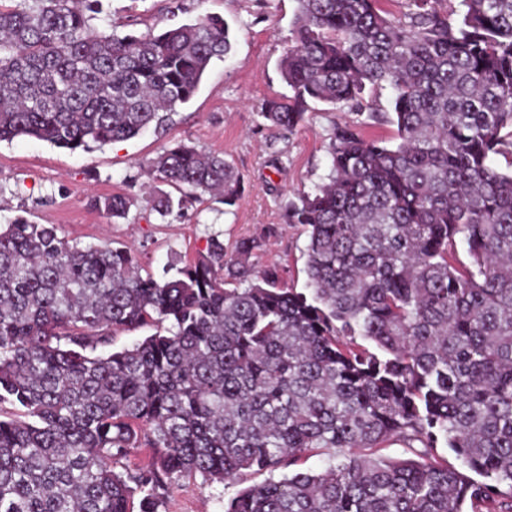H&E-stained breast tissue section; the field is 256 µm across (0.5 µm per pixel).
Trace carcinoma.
<instances>
[{
	"mask_svg": "<svg viewBox=\"0 0 512 512\" xmlns=\"http://www.w3.org/2000/svg\"><path fill=\"white\" fill-rule=\"evenodd\" d=\"M97 2L0 0V142L89 150L161 128L231 50L211 15L104 34ZM297 2L290 95L265 118L291 133L312 102L361 111L386 87L399 142L333 127L328 182L286 208L309 237L300 291L249 264L261 236L232 254L212 236L156 279L128 246L0 226V512H134L137 495L158 512L186 475L248 483L224 512H512V0H408L402 18ZM148 174L184 190L152 199L163 217L243 192L224 156L185 143ZM92 206L125 219L131 202ZM392 441L421 450L372 455ZM134 448L151 462L115 471ZM316 448L333 461L296 468Z\"/></svg>",
	"mask_w": 512,
	"mask_h": 512,
	"instance_id": "1",
	"label": "carcinoma"
}]
</instances>
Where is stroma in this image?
I'll return each mask as SVG.
<instances>
[{"mask_svg":"<svg viewBox=\"0 0 512 512\" xmlns=\"http://www.w3.org/2000/svg\"><path fill=\"white\" fill-rule=\"evenodd\" d=\"M99 9L101 30L121 36L158 34L218 15L230 26L232 50L211 62L195 96L163 128L88 152L28 137L0 142V224L21 217L56 225L59 235L84 245L106 240L131 246L145 273L157 278L169 265L195 259L209 235H219L229 250L262 235L265 244L249 257L253 268L278 266L288 286L303 288L308 235L302 225L286 223V205L325 182L334 125L347 122L365 136L396 140L395 125L370 117L389 111L390 89L366 91L361 112L316 103L288 133L265 119L263 105L289 92L278 61L291 37L296 0H100ZM179 142L234 164L244 188L235 206L204 195L179 215L152 210L149 191L166 185L150 180L147 164ZM112 194L133 198L126 219L92 207L93 199ZM237 490L230 481L178 477L159 512H223Z\"/></svg>","mask_w":512,"mask_h":512,"instance_id":"stroma-1","label":"stroma"}]
</instances>
